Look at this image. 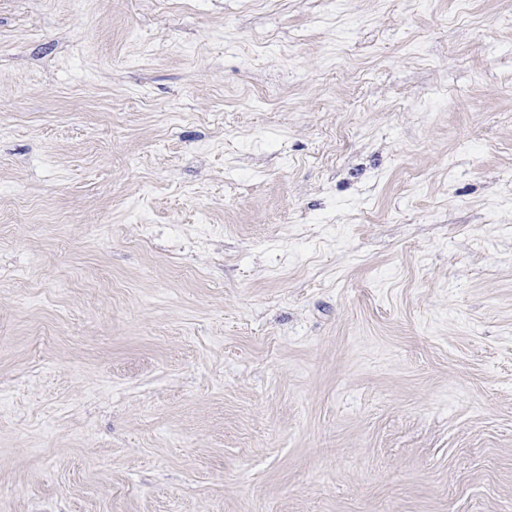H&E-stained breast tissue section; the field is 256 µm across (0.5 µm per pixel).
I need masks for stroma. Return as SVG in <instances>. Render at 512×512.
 Wrapping results in <instances>:
<instances>
[{"label":"stroma","mask_w":512,"mask_h":512,"mask_svg":"<svg viewBox=\"0 0 512 512\" xmlns=\"http://www.w3.org/2000/svg\"><path fill=\"white\" fill-rule=\"evenodd\" d=\"M0 512H512V0H0Z\"/></svg>","instance_id":"1"}]
</instances>
